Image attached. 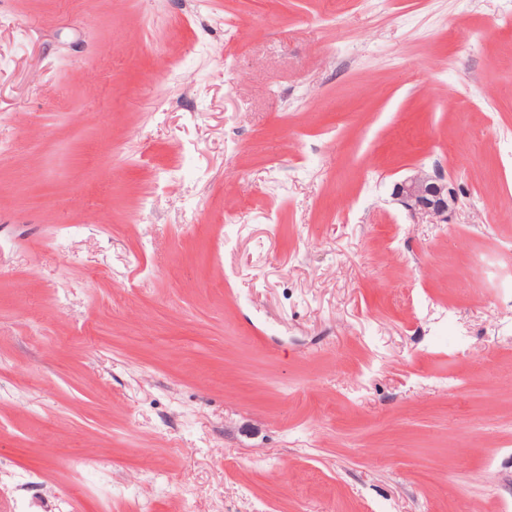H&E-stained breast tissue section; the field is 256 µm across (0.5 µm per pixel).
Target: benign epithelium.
<instances>
[{
  "label": "benign epithelium",
  "instance_id": "1",
  "mask_svg": "<svg viewBox=\"0 0 512 512\" xmlns=\"http://www.w3.org/2000/svg\"><path fill=\"white\" fill-rule=\"evenodd\" d=\"M393 195L400 205L414 216H427L438 224L448 223V210L456 203L454 189L444 174L422 170L396 183Z\"/></svg>",
  "mask_w": 512,
  "mask_h": 512
}]
</instances>
